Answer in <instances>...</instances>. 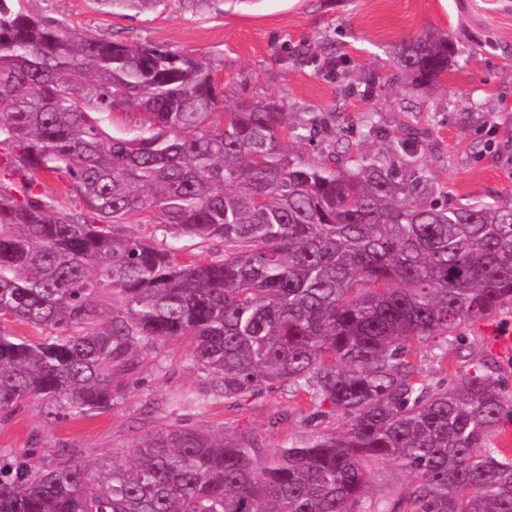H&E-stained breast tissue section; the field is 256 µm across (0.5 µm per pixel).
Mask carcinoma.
Segmentation results:
<instances>
[{
    "mask_svg": "<svg viewBox=\"0 0 512 512\" xmlns=\"http://www.w3.org/2000/svg\"><path fill=\"white\" fill-rule=\"evenodd\" d=\"M23 2L0 0V419L33 402L51 423L105 413L115 366L188 337L211 381L194 400L276 385L344 423L266 455L249 431L182 422L128 458L23 448L0 457V512H512V458L494 443L512 397L493 358L432 387L412 349L441 362L512 304V200L423 202L427 132L407 124L353 158L322 114L224 101L222 63L78 37ZM453 55L424 35L394 59L420 85ZM118 108L145 131L109 132ZM320 134L325 150L300 151ZM41 174L85 210L57 207ZM132 217L224 254L182 261L125 234ZM375 462L403 467L407 489L370 496Z\"/></svg>",
    "mask_w": 512,
    "mask_h": 512,
    "instance_id": "obj_1",
    "label": "carcinoma"
}]
</instances>
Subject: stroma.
<instances>
[{"label":"stroma","instance_id":"stroma-1","mask_svg":"<svg viewBox=\"0 0 512 512\" xmlns=\"http://www.w3.org/2000/svg\"><path fill=\"white\" fill-rule=\"evenodd\" d=\"M25 8L63 22L77 35L130 46L162 44L174 51L224 63L217 78L227 98L256 95L291 112L332 113L336 131L361 140L360 117L377 113L388 136L410 122L429 131L434 160L423 201L452 205L512 199V0H246L243 7L195 9L185 0H163L135 14L97 0H24ZM449 37L456 55L448 74L419 86L397 67L392 52L412 37ZM336 55L349 73L340 80L324 64ZM376 76L372 96L352 83ZM512 333V315L489 317L466 329L471 346L435 363L417 348L427 382L460 377L471 359L489 355L490 339ZM189 345L179 340L142 351L134 366L115 371L119 392L110 411L90 419L47 423L36 405L0 422V455L37 449L47 460L62 449L85 448L90 457L129 456L140 439L177 420L214 432L254 433L263 452L341 424L315 416L306 399L277 389L241 400L193 404L207 375L191 367Z\"/></svg>","mask_w":512,"mask_h":512}]
</instances>
